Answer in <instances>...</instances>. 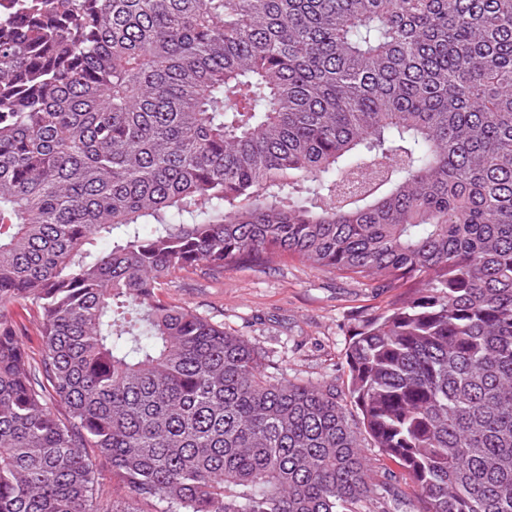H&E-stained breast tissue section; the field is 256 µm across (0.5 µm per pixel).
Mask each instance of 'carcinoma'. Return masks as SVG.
<instances>
[{
    "mask_svg": "<svg viewBox=\"0 0 512 512\" xmlns=\"http://www.w3.org/2000/svg\"><path fill=\"white\" fill-rule=\"evenodd\" d=\"M282 256L411 288L355 415L161 295ZM365 434L512 512V0H0V512H390ZM13 320L23 333L24 342L31 353H37L40 345V336H38L35 325L28 321V315L19 306L11 308ZM97 464L101 474L100 477L102 478V483H104L106 489H109L110 493H112V488H114L113 497L114 500L119 505V507L127 506L128 503L131 504L132 500L130 498L129 493L127 492V490L120 489L118 487L117 480L115 478H112V472L105 459L99 457L97 460Z\"/></svg>",
    "mask_w": 512,
    "mask_h": 512,
    "instance_id": "1",
    "label": "carcinoma"
}]
</instances>
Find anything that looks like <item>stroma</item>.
<instances>
[{
  "label": "stroma",
  "instance_id": "obj_1",
  "mask_svg": "<svg viewBox=\"0 0 512 512\" xmlns=\"http://www.w3.org/2000/svg\"><path fill=\"white\" fill-rule=\"evenodd\" d=\"M164 293L247 338L278 376L332 383L342 396L348 380L345 351L353 333L398 297L368 281L289 257L264 268L231 269L215 277L183 271ZM365 454L375 481L399 486L401 495L391 512H417L415 491L404 483L400 468L381 458L379 449H366Z\"/></svg>",
  "mask_w": 512,
  "mask_h": 512
}]
</instances>
